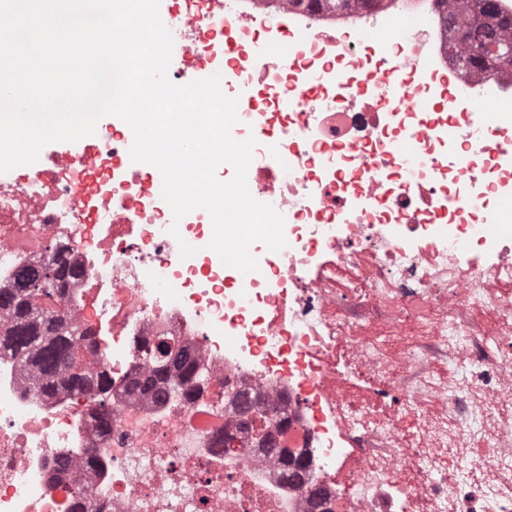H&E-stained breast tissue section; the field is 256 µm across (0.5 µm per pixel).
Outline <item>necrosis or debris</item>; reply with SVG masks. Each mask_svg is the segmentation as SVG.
I'll return each instance as SVG.
<instances>
[{
  "instance_id": "necrosis-or-debris-1",
  "label": "necrosis or debris",
  "mask_w": 512,
  "mask_h": 512,
  "mask_svg": "<svg viewBox=\"0 0 512 512\" xmlns=\"http://www.w3.org/2000/svg\"><path fill=\"white\" fill-rule=\"evenodd\" d=\"M220 2L160 10L174 39L168 76L217 74L237 98L232 135L257 142L249 192L283 215L287 245L254 243L256 271L225 266L208 247L209 212L174 220L118 117L93 158L0 174V288L62 248L83 272L72 292L96 339L87 360L112 373L104 430L92 390L31 397L25 359L0 351V512H82V487L93 512H309L304 487L248 446L228 388L287 419L278 440L305 454L332 512H512V414L499 410L512 398V143L496 138L512 133V74L491 87L463 68L438 0L346 12ZM255 17L288 24L294 53H225L227 33L259 38ZM405 18L415 28L372 58L368 43ZM392 66L395 94L354 93L361 72L376 80ZM421 70L453 77L447 117L415 91ZM486 102L490 125L474 113ZM92 174L103 192L89 199ZM412 186L439 208H421ZM183 241L196 249L185 259ZM163 336L203 372L192 395L163 377L130 389L153 377L138 349ZM458 457L478 484L449 485Z\"/></svg>"
}]
</instances>
